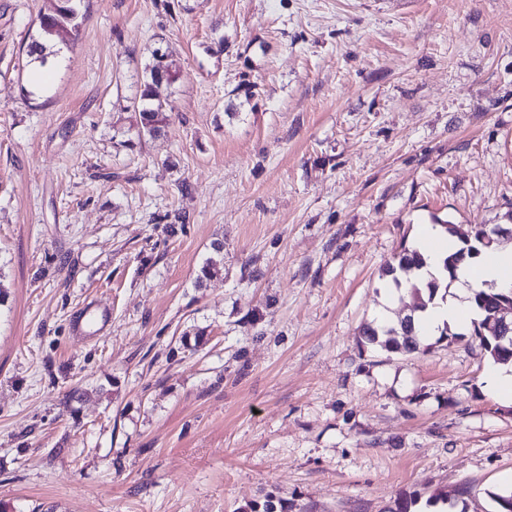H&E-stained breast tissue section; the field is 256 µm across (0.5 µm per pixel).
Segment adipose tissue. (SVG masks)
Wrapping results in <instances>:
<instances>
[{"mask_svg": "<svg viewBox=\"0 0 512 512\" xmlns=\"http://www.w3.org/2000/svg\"><path fill=\"white\" fill-rule=\"evenodd\" d=\"M512 287V246L485 250L461 263L453 282V292L446 299H435L415 315L420 336H433L442 328L459 329L479 317L471 298L475 291Z\"/></svg>", "mask_w": 512, "mask_h": 512, "instance_id": "ef3b65f1", "label": "adipose tissue"}]
</instances>
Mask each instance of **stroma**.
Masks as SVG:
<instances>
[{"instance_id": "obj_1", "label": "stroma", "mask_w": 512, "mask_h": 512, "mask_svg": "<svg viewBox=\"0 0 512 512\" xmlns=\"http://www.w3.org/2000/svg\"><path fill=\"white\" fill-rule=\"evenodd\" d=\"M49 6L0 0V512H498L473 327L360 332L412 308L381 271L419 225L512 221V0H80L36 94ZM47 24L43 20V16L41 13L38 15V30L37 35L33 37L30 43L27 45L26 55H27V64L32 65L33 70L37 73L31 76V82L30 85L32 89L34 90H41L45 86V81H43L41 76L39 74H46L48 73L47 65L41 66L39 62H35L36 60L40 59L41 63H45L48 55L53 53V51H49L47 54L44 53V51L47 50L48 46L49 49L51 47H54L61 43V40L58 36H54L51 31H49ZM36 52H39V54L36 56ZM159 55V61H158ZM166 59L164 54L154 51L153 62L149 67V78L143 83L140 90V106H139V117H140V132L147 133L149 135L155 134L161 130L166 124L167 115L166 108L160 107L156 104L154 97L158 95L160 91L168 96L167 91L172 83V75L168 70L161 79L156 81L155 72L158 65V73L162 75L167 69L165 63ZM111 322L112 313L109 309L93 305L82 310L81 315L75 320V327L76 331L83 335L87 332H102ZM361 336L365 343L387 351H402L407 354L425 352L433 344H423L415 334L414 320L399 323V328H379L375 322L363 326Z\"/></svg>"}]
</instances>
